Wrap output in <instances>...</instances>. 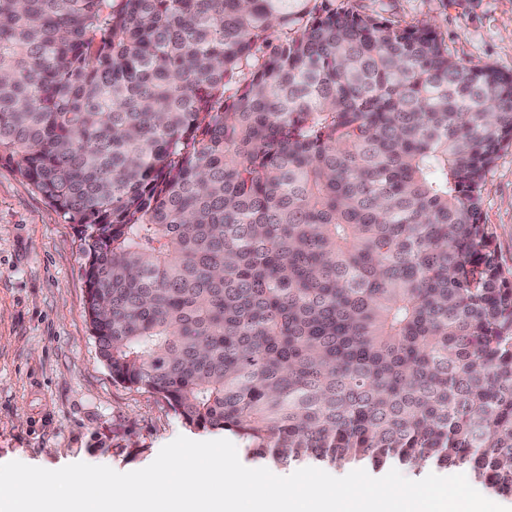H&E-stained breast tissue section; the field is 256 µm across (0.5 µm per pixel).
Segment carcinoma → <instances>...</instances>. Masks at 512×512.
Returning a JSON list of instances; mask_svg holds the SVG:
<instances>
[{"instance_id": "carcinoma-1", "label": "carcinoma", "mask_w": 512, "mask_h": 512, "mask_svg": "<svg viewBox=\"0 0 512 512\" xmlns=\"http://www.w3.org/2000/svg\"><path fill=\"white\" fill-rule=\"evenodd\" d=\"M512 74L354 0H0V160L78 226L113 379L256 457L512 496ZM482 221L494 231L492 248L498 261L512 270V148L500 154L487 175ZM322 469L326 471L327 473L336 476V477H342L348 474L349 472L356 470V469H364L370 474L372 477H382L385 474H387L391 469H397L403 476H405L408 479L411 480H420L424 478L429 473H435L440 476H450L454 474L463 473L467 477L469 483L477 490L479 491L483 496L486 498L504 506L507 508H512V497H506L494 494L487 490L485 487H483L474 476L473 471L470 467L466 465H456V466H448V468H440L436 467L434 465L428 464L426 466V470L420 471V474L415 476L412 472H410L405 466L399 465L397 463L393 462H387L384 465L375 468L370 463L361 464L358 466H352V467H345V468H330V467H315Z\"/></svg>"}]
</instances>
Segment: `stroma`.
<instances>
[{"label":"stroma","instance_id":"stroma-1","mask_svg":"<svg viewBox=\"0 0 512 512\" xmlns=\"http://www.w3.org/2000/svg\"><path fill=\"white\" fill-rule=\"evenodd\" d=\"M403 25L432 24L449 52L512 73V0H356ZM483 223L512 270V148L486 178ZM86 257L76 225L0 162V464L56 470L84 462L130 472L178 436L226 438L184 426L157 394L120 383L87 318Z\"/></svg>","mask_w":512,"mask_h":512}]
</instances>
